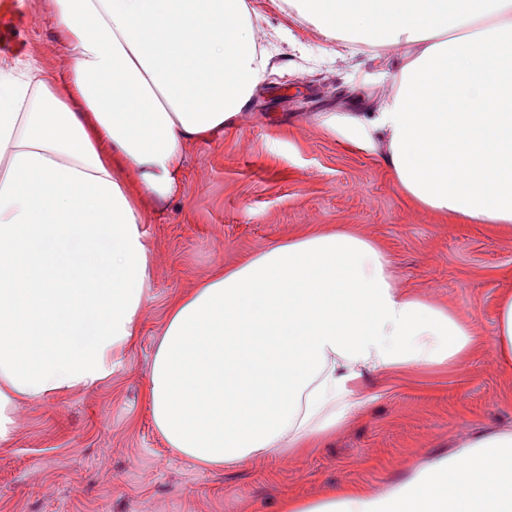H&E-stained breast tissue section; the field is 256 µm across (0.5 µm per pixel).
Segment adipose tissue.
Segmentation results:
<instances>
[{
    "instance_id": "obj_1",
    "label": "adipose tissue",
    "mask_w": 512,
    "mask_h": 512,
    "mask_svg": "<svg viewBox=\"0 0 512 512\" xmlns=\"http://www.w3.org/2000/svg\"><path fill=\"white\" fill-rule=\"evenodd\" d=\"M327 41L398 49L380 145L432 212L512 229V0H281ZM70 65L0 70V443L17 405L111 377L153 285L149 204L178 191L189 145L239 125L271 55L247 0H51ZM497 365L512 373V289ZM473 322L407 294L383 249L345 228L219 268L168 307L146 390L170 447L206 468L300 449L361 415L363 372L452 365ZM281 512H512V432L374 493L331 489Z\"/></svg>"
}]
</instances>
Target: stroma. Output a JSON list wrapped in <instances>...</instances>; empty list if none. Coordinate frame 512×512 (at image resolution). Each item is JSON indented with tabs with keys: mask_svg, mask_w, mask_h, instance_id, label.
Listing matches in <instances>:
<instances>
[{
	"mask_svg": "<svg viewBox=\"0 0 512 512\" xmlns=\"http://www.w3.org/2000/svg\"><path fill=\"white\" fill-rule=\"evenodd\" d=\"M250 3L274 71L239 127L188 148L179 193L148 208L154 288L111 379L20 403L0 444V512H280L284 497L315 502L337 485L382 492L472 435L512 431V374L498 370L491 342L499 297L512 289V231L421 208L376 153L326 125L375 111L393 60L341 59L272 0ZM18 12L26 47L0 56V67L21 57L62 73L69 56L52 30L51 0H18ZM336 227L376 241L402 288L472 320L485 345L459 366L364 373L366 411L291 457L211 471L170 448L144 396L169 304L217 266Z\"/></svg>",
	"mask_w": 512,
	"mask_h": 512,
	"instance_id": "stroma-1",
	"label": "stroma"
}]
</instances>
